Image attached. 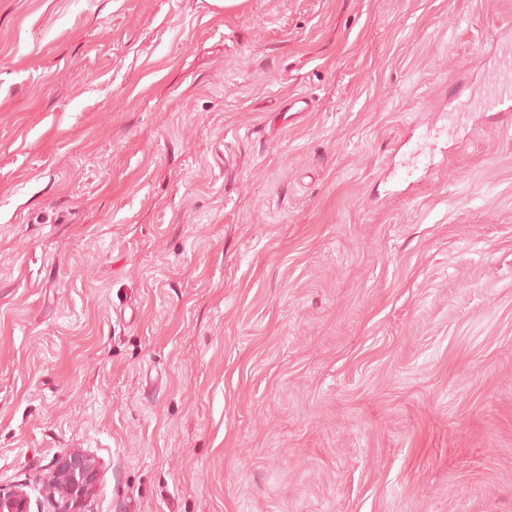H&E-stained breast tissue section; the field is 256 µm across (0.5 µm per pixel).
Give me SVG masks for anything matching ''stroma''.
<instances>
[{"instance_id": "35a3bbf8", "label": "stroma", "mask_w": 512, "mask_h": 512, "mask_svg": "<svg viewBox=\"0 0 512 512\" xmlns=\"http://www.w3.org/2000/svg\"><path fill=\"white\" fill-rule=\"evenodd\" d=\"M509 59L512 0H0V488L512 512ZM97 476L95 462L86 455L69 453L58 458L47 487L48 495L56 502V512H80Z\"/></svg>"}]
</instances>
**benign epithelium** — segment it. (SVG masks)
<instances>
[{"mask_svg": "<svg viewBox=\"0 0 512 512\" xmlns=\"http://www.w3.org/2000/svg\"><path fill=\"white\" fill-rule=\"evenodd\" d=\"M95 462L80 453H69L55 461L48 495L54 499L57 512H80L88 491L96 482ZM0 512H30V497L17 486L9 491L0 488Z\"/></svg>", "mask_w": 512, "mask_h": 512, "instance_id": "7a95c632", "label": "benign epithelium"}]
</instances>
